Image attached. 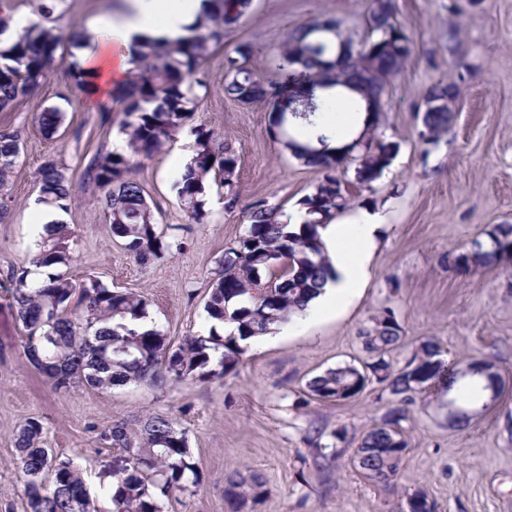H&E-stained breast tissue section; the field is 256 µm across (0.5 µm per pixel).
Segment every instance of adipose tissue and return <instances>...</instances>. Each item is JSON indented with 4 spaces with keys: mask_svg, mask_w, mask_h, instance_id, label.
Here are the masks:
<instances>
[{
    "mask_svg": "<svg viewBox=\"0 0 512 512\" xmlns=\"http://www.w3.org/2000/svg\"><path fill=\"white\" fill-rule=\"evenodd\" d=\"M206 0H129V12L113 19L110 34L120 50V72L133 68L132 47L144 38L176 41L189 35ZM379 215L363 214L351 224H330L321 231L336 270L334 280L305 309L317 319L343 310L360 294L376 248Z\"/></svg>",
    "mask_w": 512,
    "mask_h": 512,
    "instance_id": "adipose-tissue-1",
    "label": "adipose tissue"
}]
</instances>
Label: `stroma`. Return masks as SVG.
Segmentation results:
<instances>
[{"instance_id": "1", "label": "stroma", "mask_w": 512, "mask_h": 512, "mask_svg": "<svg viewBox=\"0 0 512 512\" xmlns=\"http://www.w3.org/2000/svg\"><path fill=\"white\" fill-rule=\"evenodd\" d=\"M122 0H0L13 16L67 34L87 32ZM396 16L413 41L412 56L384 95L381 128L398 151L357 206L384 215L368 279L342 313L315 322L291 320L290 335L247 350L238 368L206 382L163 387L125 386L101 392L86 385L55 390L24 354V330L0 291V512H24L26 478L13 463L15 438L28 419L39 420L48 447L70 458L84 474L99 512L112 502L99 489L98 462L108 452L102 428L125 422L139 435L147 416L168 415L185 428L202 485L173 493L165 512H230L224 478L244 468L262 475L264 493L243 512H404L406 499L425 491L435 512H512V269L453 273L448 254L469 248L496 225L512 224V0H394ZM371 0H254L248 15L225 30L202 66L207 85L193 122L221 134L239 157L236 200L210 191L206 223L188 221L175 190L177 142L134 175L146 187L160 224L178 226L184 246L147 265L135 263L108 229L106 214L83 170L100 150L121 139L119 125H104L97 107L80 93L65 61L55 60L39 87L13 111L0 112V131H19L21 158L0 200L11 209L0 224V279L27 264L32 246L30 205L39 195V171L49 161L65 165L73 193L60 222L74 231L70 272L98 278L150 301L154 322L171 340L207 331L203 304L218 262L242 234L248 205L263 198L299 212V200L319 179L270 132L271 112L224 95V58L251 43V67L268 77L285 34L303 22L339 21L353 45L368 36ZM460 29L456 54L448 29ZM443 82L460 90L457 112L436 145L423 149L421 122L428 87ZM55 107L63 114L57 135L41 131L38 117ZM402 328L389 354L400 367L425 341L442 360L492 364L503 381L500 396L464 427L448 422V396L430 388L407 406L403 423L409 448L391 485L366 480L353 466L364 433L380 423L397 400L372 382L355 398L324 402L303 396L306 382L369 355L359 334L384 311ZM345 436L344 451L328 470L312 464L310 440Z\"/></svg>"}]
</instances>
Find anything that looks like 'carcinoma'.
Segmentation results:
<instances>
[{"mask_svg": "<svg viewBox=\"0 0 512 512\" xmlns=\"http://www.w3.org/2000/svg\"><path fill=\"white\" fill-rule=\"evenodd\" d=\"M216 11L206 14L192 35L175 42L152 40L136 46L134 73L123 88L112 89L111 104L99 105L100 122L112 124L114 112L126 135V152L95 155L85 166L83 184L99 191L98 200L108 215L110 234L119 239L135 262L146 265L180 249L159 227L149 194L129 176L133 161H150L162 153L173 137L186 130L194 137L195 154L176 182L182 210L201 224L207 217L203 197L211 187L233 194L238 155L221 135L202 125H191L200 99L194 86H206L202 64L209 45L224 36V30L246 16L253 0H212ZM370 7L366 24L370 37L364 45L376 50L392 45L388 61L380 68L383 79L372 87L381 96L385 79H394L412 54V40L398 24L394 0H378ZM82 35L68 38L52 27L34 25L25 29L7 50H0V112L12 110L30 89L46 76V70L64 42L80 47ZM251 44H238L225 58L224 95L243 105L265 104L269 92L278 96L272 114L273 135L303 164L315 167L321 178L314 191L300 200L310 219L297 231L291 229L282 207L265 199L248 209L244 233L224 251L211 281L203 310L210 323L208 335H189L174 343L153 325L146 330L129 327L128 322L148 317L149 300L136 292L113 290L96 279L81 285L69 274L73 260V231L68 224H49L38 243L42 278H31L27 267L8 271L3 290L11 300L24 330V352L57 391L82 383L101 391L127 385L158 386L187 380L220 378L237 369L246 352L240 341L269 332L271 326L300 312L326 284L332 268L324 253L319 228L352 206L358 194L371 187L391 164L397 144L375 133L372 152L342 163L336 160L329 137L309 139L289 135L290 128H316L323 123L332 104L347 98L364 106L353 88L335 85L324 93L319 80L323 71L339 62L355 79L362 78L365 56L354 55L352 41L345 38L335 19L306 22L288 31L281 44V63L275 79L256 76L248 63ZM296 95H310L315 109L306 116L288 119L281 128V113L288 111V86ZM449 84L431 86L425 100L431 107L420 115V140L437 143L448 131L453 116L444 101ZM62 115L55 108L40 113L39 124L49 136L56 134ZM21 135L0 132V189L10 181L18 163ZM354 179H349V171ZM72 194L68 168L46 163L40 172L38 202L67 208ZM490 249L479 239L465 252L448 255V270L467 271L512 262V224H499L489 233ZM233 330L225 335L218 325ZM402 329L394 313L385 312L362 332L365 349L373 354L367 364L376 382L399 398L390 410L391 418L371 428L361 439L356 467L373 483L389 485L397 476L409 440L401 422L407 419L405 405L424 385L440 384L454 393L451 403L458 409L454 422H469L471 405L483 393H500L498 376L489 365L473 361L448 369L438 359L439 347L422 343L403 367H395L386 355L399 345ZM354 365L329 368L306 383V395L325 402H343L362 390ZM99 440L112 448V459L101 461L100 486L110 497L112 512H163L162 499L175 492L192 491L202 483L198 464L189 448L186 431L171 417L150 415L141 434L128 433L126 424L116 421L103 428ZM315 464L329 463L343 452L337 445L313 441ZM17 462L27 476L26 512H96L82 472L71 459L45 447L43 426L29 420L15 439ZM263 494V482L254 471H236L224 478V499L231 512H240L247 502ZM408 512H434V502L417 491L407 499Z\"/></svg>", "mask_w": 512, "mask_h": 512, "instance_id": "1", "label": "carcinoma"}]
</instances>
